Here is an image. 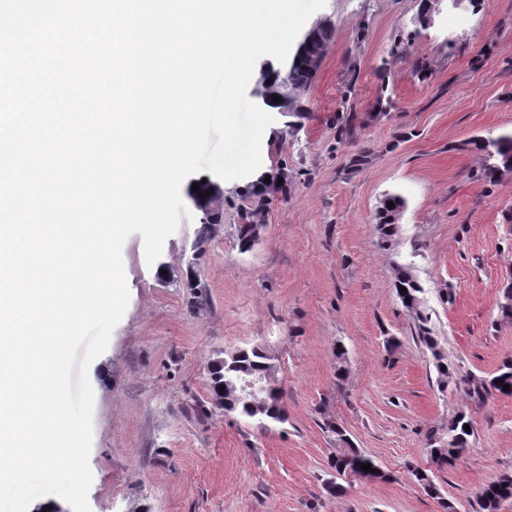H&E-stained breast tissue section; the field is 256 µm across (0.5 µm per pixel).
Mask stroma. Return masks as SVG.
Wrapping results in <instances>:
<instances>
[{
	"mask_svg": "<svg viewBox=\"0 0 512 512\" xmlns=\"http://www.w3.org/2000/svg\"><path fill=\"white\" fill-rule=\"evenodd\" d=\"M420 0H326L333 45L296 126L276 116L261 170L286 169L258 243L240 251L246 203L224 184V217L195 253L200 212L181 219L154 265L141 234L122 249L129 303L90 366L94 390L91 512H481L479 487L512 471V396L475 402L440 389L414 340L393 267L409 266L449 365L490 376L512 357L503 286L512 279V171L478 181L466 141L512 132V0H473L424 29ZM367 153V164L350 160ZM406 201L389 250L374 211ZM204 290L189 302L188 269ZM399 345L386 353L384 339ZM347 350L335 376V343ZM264 348L287 413L267 430L212 401L207 366ZM347 429L387 480L357 474L329 495L336 443L319 408ZM474 426L467 452L430 463L428 429L457 413ZM425 470L440 495L412 479Z\"/></svg>",
	"mask_w": 512,
	"mask_h": 512,
	"instance_id": "obj_1",
	"label": "stroma"
}]
</instances>
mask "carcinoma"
<instances>
[{
	"label": "carcinoma",
	"instance_id": "obj_1",
	"mask_svg": "<svg viewBox=\"0 0 512 512\" xmlns=\"http://www.w3.org/2000/svg\"><path fill=\"white\" fill-rule=\"evenodd\" d=\"M309 38L305 44L302 58L297 55L286 63V72L270 70L260 73L255 79L253 94L261 99L265 106L278 112H286L292 118H304L301 105L302 96L314 83L332 43V23L318 19L308 28ZM281 101L273 100V97ZM475 149L483 156V162L476 177L486 183H494L498 172L512 170V133L496 138L483 139L475 143ZM284 179V183L275 186V181ZM287 174L281 169L276 175L270 176V183H265V176L245 184L240 189L243 198L252 202V208L246 212L247 222L238 225L237 244L241 251L251 250L260 238L262 224L260 217L268 202L271 192L286 191ZM398 208L405 205V200L398 194H388L379 203L375 213V222L379 233L381 247L385 250L392 245L398 226L385 223L386 214L390 212L388 202ZM394 286L398 299L410 312L414 313V333L416 339L424 344L436 359V369L440 385L446 387L453 384L456 390L463 392L471 399L483 400L489 396L500 394L512 395V359L502 361L494 375L486 380L471 374L454 371L443 361L441 351L431 327L430 318L421 310L420 293L422 288L406 266H398L394 270ZM406 291H401L400 287ZM226 359L220 366L209 368L210 391L213 399H224V411L235 413L247 421H254L258 427L269 429L275 424L287 421L282 406V394L278 388L272 392H261L258 396H245L238 390L239 381L243 378L259 379L267 384L275 383L274 366L270 356L260 347L240 348L224 353ZM509 389H504V385ZM322 429L336 441V454L329 458V467L333 471L332 478L326 484L327 492L336 494L342 490L338 479L351 473L360 474L369 479H384V474L373 459L353 447L345 428L324 410ZM472 425V420L464 413H459L448 420L445 429H431L425 435V448L430 460L438 467L448 465L459 459L469 448L471 434L464 426ZM369 463L371 469L365 471L361 466ZM479 506L483 512H497L500 504L512 499V472L501 474L495 480L481 486L477 492Z\"/></svg>",
	"mask_w": 512,
	"mask_h": 512
}]
</instances>
